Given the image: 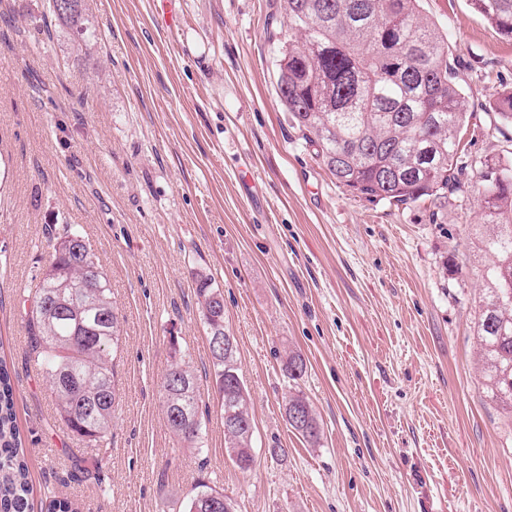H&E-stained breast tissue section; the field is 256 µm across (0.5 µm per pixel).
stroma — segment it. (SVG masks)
<instances>
[{"mask_svg": "<svg viewBox=\"0 0 512 512\" xmlns=\"http://www.w3.org/2000/svg\"><path fill=\"white\" fill-rule=\"evenodd\" d=\"M270 0H89L84 43L44 40L47 0H0V350L16 377L33 508L188 512L200 484L236 512H512V420L487 395L474 335L484 294L476 192L371 202L339 185L293 128L276 86ZM467 80L462 139L512 148L493 102L512 89V41L470 0H423ZM89 242L121 326L112 451L59 421L25 359L18 309L34 296L52 230ZM215 279L251 396L254 463L224 447L196 286ZM193 359L209 411L197 457L167 427L160 382ZM322 428L284 415L288 352ZM286 449L274 458L270 449Z\"/></svg>", "mask_w": 512, "mask_h": 512, "instance_id": "1", "label": "stroma"}]
</instances>
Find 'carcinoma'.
<instances>
[{
    "mask_svg": "<svg viewBox=\"0 0 512 512\" xmlns=\"http://www.w3.org/2000/svg\"><path fill=\"white\" fill-rule=\"evenodd\" d=\"M48 16L35 24L46 38L63 26L85 41L86 0L63 15L48 0ZM422 0H281L277 10L288 34L267 32L278 44L276 93L302 139L315 146L336 181L373 202L395 207L430 199L434 205L464 188L477 171L484 233L474 248L484 259L485 297L475 321L485 389L512 413V159L477 161L461 148L470 114L458 59L448 34L422 16ZM474 11L499 35L512 38V0H470ZM496 115L512 125V90L498 94ZM208 339L222 336L223 293L212 278L197 283ZM20 314L28 333L27 357L37 361L56 398L61 418L76 436L95 446L112 435L116 405L114 375L119 348L112 289L91 245L63 226L35 296ZM221 394L220 419L230 460L252 449L253 420L245 384H224L239 372L237 350L229 357L209 344ZM283 372L297 382L306 372L300 355L288 353ZM171 432L188 447L205 448L208 414L202 413L198 378L182 352L161 382ZM305 407L300 391L288 405ZM183 408L191 421L176 419ZM27 448L17 422L14 372L0 356V512H33ZM188 512H233L224 493L198 486Z\"/></svg>",
    "mask_w": 512,
    "mask_h": 512,
    "instance_id": "carcinoma-1",
    "label": "carcinoma"
}]
</instances>
